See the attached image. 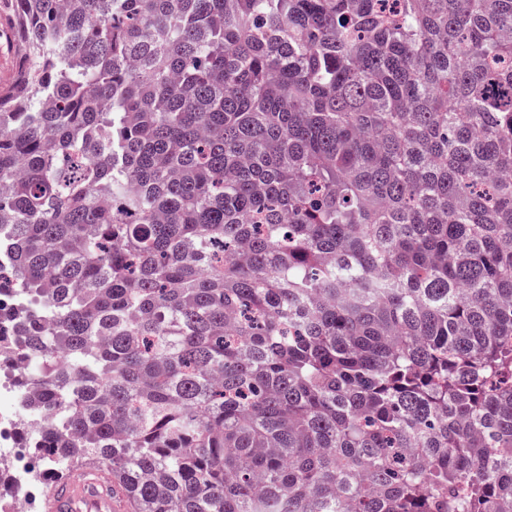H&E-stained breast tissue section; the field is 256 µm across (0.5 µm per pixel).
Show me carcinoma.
Returning <instances> with one entry per match:
<instances>
[{
	"label": "carcinoma",
	"mask_w": 512,
	"mask_h": 512,
	"mask_svg": "<svg viewBox=\"0 0 512 512\" xmlns=\"http://www.w3.org/2000/svg\"><path fill=\"white\" fill-rule=\"evenodd\" d=\"M0 289L48 470L128 512H512V0H7Z\"/></svg>",
	"instance_id": "carcinoma-1"
}]
</instances>
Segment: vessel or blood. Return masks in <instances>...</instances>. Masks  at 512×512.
I'll return each instance as SVG.
<instances>
[{
  "mask_svg": "<svg viewBox=\"0 0 512 512\" xmlns=\"http://www.w3.org/2000/svg\"><path fill=\"white\" fill-rule=\"evenodd\" d=\"M50 512H118L112 482L103 471H78L60 480Z\"/></svg>",
  "mask_w": 512,
  "mask_h": 512,
  "instance_id": "obj_1",
  "label": "vessel or blood"
}]
</instances>
